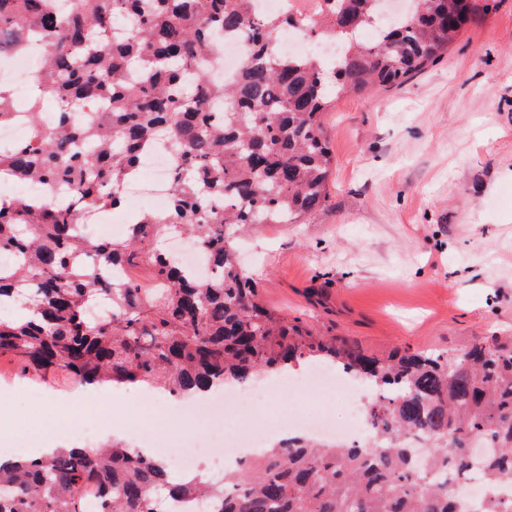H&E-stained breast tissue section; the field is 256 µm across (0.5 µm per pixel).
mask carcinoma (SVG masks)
I'll return each instance as SVG.
<instances>
[{"instance_id": "1", "label": "carcinoma", "mask_w": 512, "mask_h": 512, "mask_svg": "<svg viewBox=\"0 0 512 512\" xmlns=\"http://www.w3.org/2000/svg\"><path fill=\"white\" fill-rule=\"evenodd\" d=\"M251 0H80L70 16L50 0H0V30L47 39L38 89L24 102L32 136L0 155V182L75 185L83 209L125 202L143 151L165 141L174 158L169 207L136 213L121 240L77 232V215L46 201L0 199V302L29 316L0 318V356L83 384L146 385L196 399L246 387L299 362L339 365L377 392L368 444L290 437L222 482L176 477L166 462L119 443L62 449L0 464V512H456L471 442L488 483L481 512H512V336L460 355L354 351L278 316L237 263V236L253 224H293L321 209L332 165L324 129L341 95L398 87L434 62L466 24L470 0H414L402 20L382 0H317L309 16L252 13ZM127 34L108 37L110 23ZM285 29L328 36L335 63L310 52L284 58ZM242 35L251 53L237 83L212 82L196 57L216 34ZM57 122L40 121L43 98ZM15 96L0 84V123ZM175 233L210 263L199 277L163 248ZM141 267L110 281L107 268ZM112 316L94 320L101 298ZM429 449L421 456L412 446Z\"/></svg>"}]
</instances>
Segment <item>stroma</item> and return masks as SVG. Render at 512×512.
<instances>
[{
	"mask_svg": "<svg viewBox=\"0 0 512 512\" xmlns=\"http://www.w3.org/2000/svg\"><path fill=\"white\" fill-rule=\"evenodd\" d=\"M325 127L324 207L238 243L261 302L380 356L512 336V0H472L440 59L338 98ZM83 391L0 356V439L34 425L57 439Z\"/></svg>",
	"mask_w": 512,
	"mask_h": 512,
	"instance_id": "obj_1",
	"label": "stroma"
}]
</instances>
